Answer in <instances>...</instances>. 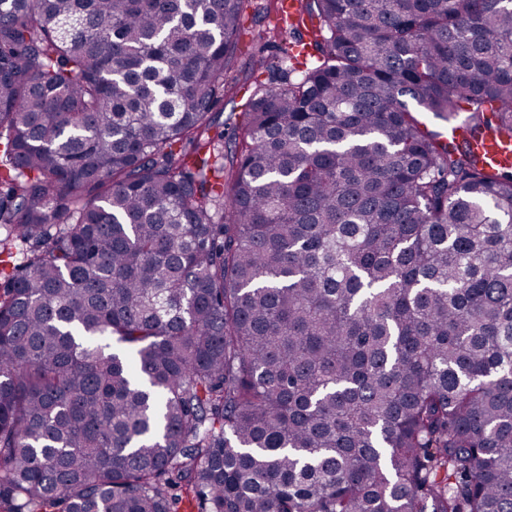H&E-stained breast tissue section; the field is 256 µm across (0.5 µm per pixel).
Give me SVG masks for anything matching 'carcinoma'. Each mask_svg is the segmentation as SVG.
<instances>
[{
	"label": "carcinoma",
	"instance_id": "obj_1",
	"mask_svg": "<svg viewBox=\"0 0 512 512\" xmlns=\"http://www.w3.org/2000/svg\"><path fill=\"white\" fill-rule=\"evenodd\" d=\"M0 0V512H512V0ZM30 243L15 259L13 239ZM284 3H288V13L291 15L297 13L299 9L297 0H283V2L281 0H248L246 2L244 31L241 38L243 43L242 54H238L231 62L226 74L228 79H234L241 84H245V87H249L253 91L256 78L258 82H269V74L258 75L252 73L248 56L251 47L255 45L270 46L267 53L275 57V62L284 61L285 65L283 67L288 68L291 62L284 59L286 57L285 52L288 51V55H293L291 52L295 51L296 47L294 45L296 42L302 40L304 43H309L311 41L309 33L305 30H291L289 26L284 27L281 23L280 25L284 27L283 35L276 38V41H273L274 38L270 39L269 36L272 34L268 33V25L270 24V28H272L274 24H277L276 20L281 17ZM262 17H265V19L261 20ZM475 147L478 153L485 155L487 159H490L497 166L504 164L512 165V144L510 146L495 145L492 140H487Z\"/></svg>",
	"mask_w": 512,
	"mask_h": 512
}]
</instances>
